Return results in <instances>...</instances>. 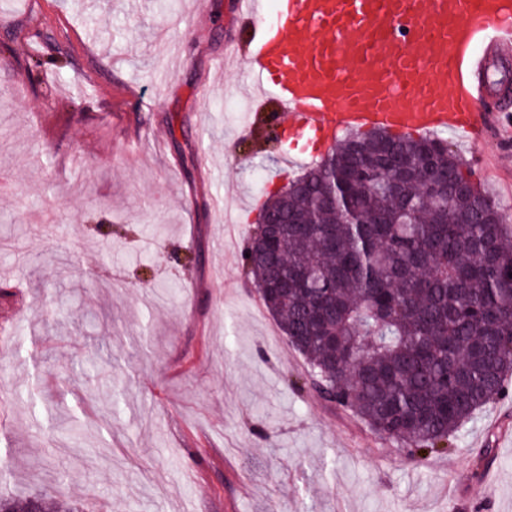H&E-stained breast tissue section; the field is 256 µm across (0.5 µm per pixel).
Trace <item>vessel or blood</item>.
Listing matches in <instances>:
<instances>
[{
    "instance_id": "1",
    "label": "vessel or blood",
    "mask_w": 512,
    "mask_h": 512,
    "mask_svg": "<svg viewBox=\"0 0 512 512\" xmlns=\"http://www.w3.org/2000/svg\"><path fill=\"white\" fill-rule=\"evenodd\" d=\"M252 34L253 89L273 99L276 131L305 149L338 131L450 132L472 147L476 105L512 56V0H235Z\"/></svg>"
}]
</instances>
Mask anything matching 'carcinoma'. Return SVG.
Here are the masks:
<instances>
[{"label": "carcinoma", "instance_id": "obj_1", "mask_svg": "<svg viewBox=\"0 0 512 512\" xmlns=\"http://www.w3.org/2000/svg\"><path fill=\"white\" fill-rule=\"evenodd\" d=\"M469 176L442 138L348 134L266 195L269 237L243 257L319 395L417 461L451 447L512 380V231ZM429 180L448 196L428 199ZM28 406L51 427L60 417L35 396ZM0 512L79 509L0 495Z\"/></svg>", "mask_w": 512, "mask_h": 512}]
</instances>
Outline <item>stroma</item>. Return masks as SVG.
I'll use <instances>...</instances> for the list:
<instances>
[{
	"instance_id": "stroma-1",
	"label": "stroma",
	"mask_w": 512,
	"mask_h": 512,
	"mask_svg": "<svg viewBox=\"0 0 512 512\" xmlns=\"http://www.w3.org/2000/svg\"><path fill=\"white\" fill-rule=\"evenodd\" d=\"M246 39L232 0H0V493L82 512H512V396L416 461L318 396L262 304L242 254L266 189L310 161L243 128L277 118L228 59ZM448 146L512 213V139ZM31 390L74 424L47 429Z\"/></svg>"
}]
</instances>
